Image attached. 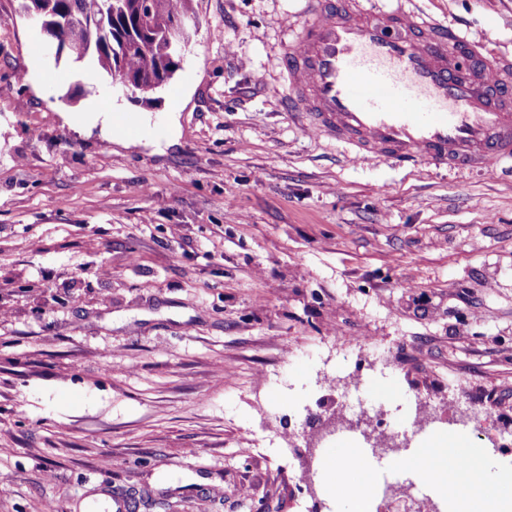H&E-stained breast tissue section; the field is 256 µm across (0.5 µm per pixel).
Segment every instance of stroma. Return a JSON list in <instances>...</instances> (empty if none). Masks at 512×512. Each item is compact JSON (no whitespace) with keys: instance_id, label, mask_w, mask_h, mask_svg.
Here are the masks:
<instances>
[{"instance_id":"1","label":"stroma","mask_w":512,"mask_h":512,"mask_svg":"<svg viewBox=\"0 0 512 512\" xmlns=\"http://www.w3.org/2000/svg\"><path fill=\"white\" fill-rule=\"evenodd\" d=\"M303 2L196 0L148 103L0 0V512L144 488L174 512H345L360 473L322 448L304 479L286 428L333 415L328 377L355 370L391 429L427 395L411 447L452 410L512 475V165L358 160L308 130L282 65ZM415 2L512 57V0ZM93 101L142 133L85 122Z\"/></svg>"}]
</instances>
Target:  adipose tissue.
I'll return each mask as SVG.
<instances>
[{
    "instance_id": "adipose-tissue-1",
    "label": "adipose tissue",
    "mask_w": 512,
    "mask_h": 512,
    "mask_svg": "<svg viewBox=\"0 0 512 512\" xmlns=\"http://www.w3.org/2000/svg\"><path fill=\"white\" fill-rule=\"evenodd\" d=\"M462 447L447 435L431 448H421L403 457L402 466L417 473L430 474L439 488L458 487L454 512H512V477L495 476L482 449H468L465 469H457L453 460Z\"/></svg>"
}]
</instances>
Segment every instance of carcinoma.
Here are the masks:
<instances>
[{
	"mask_svg": "<svg viewBox=\"0 0 512 512\" xmlns=\"http://www.w3.org/2000/svg\"><path fill=\"white\" fill-rule=\"evenodd\" d=\"M195 0H21L40 10L60 39L56 54L87 61L108 76L126 77L133 95L147 98L180 67L197 24Z\"/></svg>",
	"mask_w": 512,
	"mask_h": 512,
	"instance_id": "carcinoma-1",
	"label": "carcinoma"
}]
</instances>
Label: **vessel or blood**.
<instances>
[{"label":"vessel or blood","mask_w":512,"mask_h":512,"mask_svg":"<svg viewBox=\"0 0 512 512\" xmlns=\"http://www.w3.org/2000/svg\"><path fill=\"white\" fill-rule=\"evenodd\" d=\"M484 49L398 5L306 0L283 66L294 110L357 155L493 169L512 162V59Z\"/></svg>","instance_id":"vessel-or-blood-1"}]
</instances>
